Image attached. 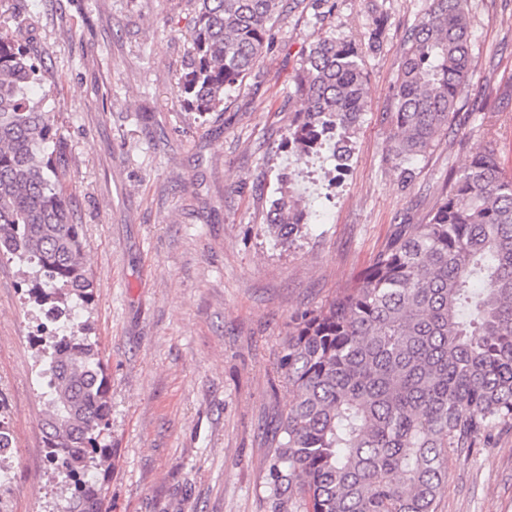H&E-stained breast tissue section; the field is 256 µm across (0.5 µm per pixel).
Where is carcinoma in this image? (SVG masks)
<instances>
[{"mask_svg": "<svg viewBox=\"0 0 512 512\" xmlns=\"http://www.w3.org/2000/svg\"><path fill=\"white\" fill-rule=\"evenodd\" d=\"M468 0H428L394 83L392 151L425 155L446 134L471 75ZM282 0H196L178 92L203 116L263 57ZM41 58L0 36V252L34 270L38 378L48 401L47 469L70 492L67 512H103L96 475L110 396L97 343L72 310L93 298L85 241L57 171L53 115L35 96ZM358 47L313 36L294 75L299 102L285 137L299 156L351 160L366 108ZM282 242L302 231L292 187L271 202ZM280 368L289 401L271 436L273 512H435L448 451L488 443L512 425V177L481 147L420 224H397L356 288L291 318Z\"/></svg>", "mask_w": 512, "mask_h": 512, "instance_id": "obj_1", "label": "carcinoma"}]
</instances>
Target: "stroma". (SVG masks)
<instances>
[{
    "instance_id": "obj_1",
    "label": "stroma",
    "mask_w": 512,
    "mask_h": 512,
    "mask_svg": "<svg viewBox=\"0 0 512 512\" xmlns=\"http://www.w3.org/2000/svg\"><path fill=\"white\" fill-rule=\"evenodd\" d=\"M472 73L448 133L403 170L393 83L425 0H331L284 12L253 70L205 116L177 82L194 0H0L4 30L47 69L60 171L86 240L89 322L108 376L101 442L108 512H272L269 439L286 407L288 321L355 287L394 225L421 223L470 149L493 143L512 177V0H469ZM387 17L377 42L369 35ZM363 49L366 111L352 164L282 146L293 77L313 34ZM308 226L286 245L267 222L278 177ZM28 267L0 255V421L15 451L0 512H64L44 472L36 311ZM436 512H512V428L450 452Z\"/></svg>"
}]
</instances>
